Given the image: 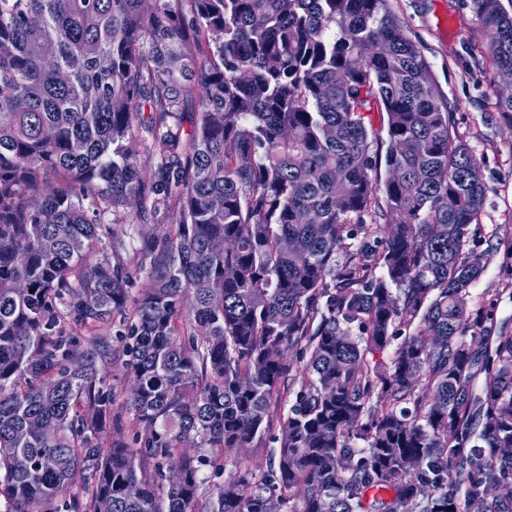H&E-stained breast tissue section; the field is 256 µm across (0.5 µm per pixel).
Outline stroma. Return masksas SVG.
Wrapping results in <instances>:
<instances>
[{"instance_id": "obj_1", "label": "stroma", "mask_w": 512, "mask_h": 512, "mask_svg": "<svg viewBox=\"0 0 512 512\" xmlns=\"http://www.w3.org/2000/svg\"><path fill=\"white\" fill-rule=\"evenodd\" d=\"M404 32L422 49L448 101L455 127L479 159L486 201L478 219L481 239L512 240V130L496 102V66L471 0H389ZM499 295L496 320L512 333V251L498 249L469 289L470 309Z\"/></svg>"}]
</instances>
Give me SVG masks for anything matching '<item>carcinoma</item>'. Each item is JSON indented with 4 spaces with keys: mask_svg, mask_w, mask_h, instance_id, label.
<instances>
[{
    "mask_svg": "<svg viewBox=\"0 0 512 512\" xmlns=\"http://www.w3.org/2000/svg\"><path fill=\"white\" fill-rule=\"evenodd\" d=\"M471 2L512 80V12ZM485 199L389 0H0V496L512 512V334L465 302L497 251L472 229ZM162 206L175 223L122 257L119 209ZM104 238L117 260L88 261ZM118 361L138 448L98 442ZM268 435L260 477L205 488Z\"/></svg>",
    "mask_w": 512,
    "mask_h": 512,
    "instance_id": "cac0c4a2",
    "label": "carcinoma"
}]
</instances>
